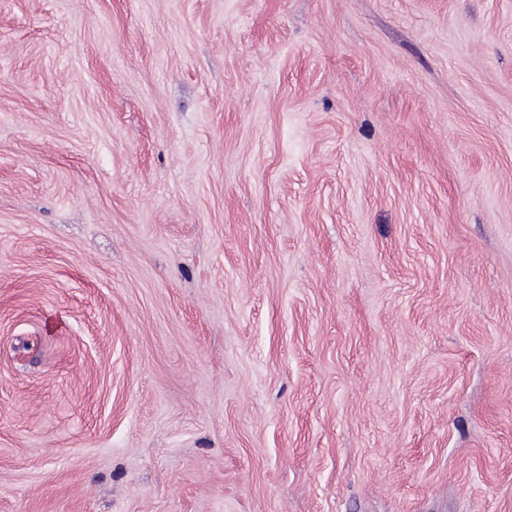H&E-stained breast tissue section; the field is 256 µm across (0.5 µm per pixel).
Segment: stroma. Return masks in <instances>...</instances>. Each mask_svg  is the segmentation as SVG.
I'll return each instance as SVG.
<instances>
[{"label":"stroma","mask_w":512,"mask_h":512,"mask_svg":"<svg viewBox=\"0 0 512 512\" xmlns=\"http://www.w3.org/2000/svg\"><path fill=\"white\" fill-rule=\"evenodd\" d=\"M0 512H512V0H0Z\"/></svg>","instance_id":"1"}]
</instances>
